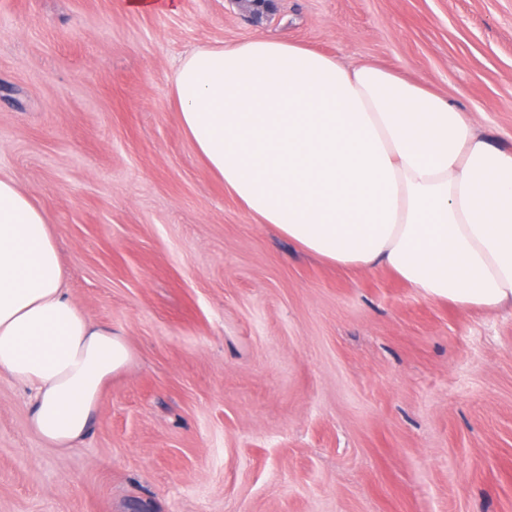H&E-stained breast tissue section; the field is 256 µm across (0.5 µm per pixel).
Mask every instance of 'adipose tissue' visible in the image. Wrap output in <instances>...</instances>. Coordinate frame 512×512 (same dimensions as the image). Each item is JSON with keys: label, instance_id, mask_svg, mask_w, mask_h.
Returning <instances> with one entry per match:
<instances>
[{"label": "adipose tissue", "instance_id": "adipose-tissue-1", "mask_svg": "<svg viewBox=\"0 0 512 512\" xmlns=\"http://www.w3.org/2000/svg\"><path fill=\"white\" fill-rule=\"evenodd\" d=\"M172 96L205 166L305 252L461 308L512 305V152L444 97L266 38L191 54ZM64 280L42 208L0 177V375L30 388L28 428L61 451L133 360Z\"/></svg>", "mask_w": 512, "mask_h": 512}]
</instances>
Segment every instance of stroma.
Here are the masks:
<instances>
[{
	"label": "stroma",
	"instance_id": "1",
	"mask_svg": "<svg viewBox=\"0 0 512 512\" xmlns=\"http://www.w3.org/2000/svg\"><path fill=\"white\" fill-rule=\"evenodd\" d=\"M0 0V174L126 336L90 432L48 448L0 377V512H512V308L463 311L258 223L170 95L263 36L423 83L512 149V0Z\"/></svg>",
	"mask_w": 512,
	"mask_h": 512
}]
</instances>
